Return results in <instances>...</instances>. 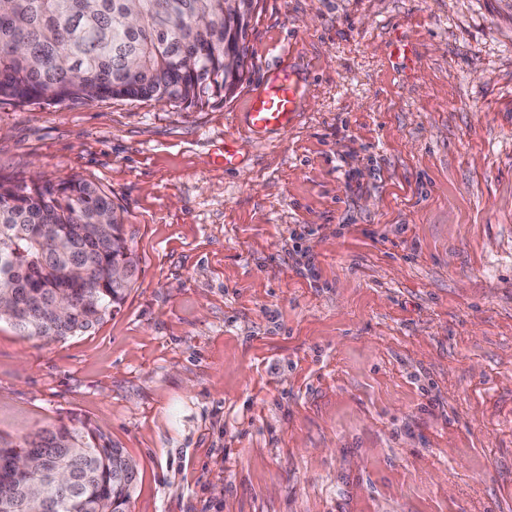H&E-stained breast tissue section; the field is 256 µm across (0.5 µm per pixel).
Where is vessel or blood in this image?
I'll return each mask as SVG.
<instances>
[{
	"label": "vessel or blood",
	"mask_w": 512,
	"mask_h": 512,
	"mask_svg": "<svg viewBox=\"0 0 512 512\" xmlns=\"http://www.w3.org/2000/svg\"><path fill=\"white\" fill-rule=\"evenodd\" d=\"M298 93V84L290 72L277 73L249 103L251 128L287 130L295 114Z\"/></svg>",
	"instance_id": "vessel-or-blood-1"
}]
</instances>
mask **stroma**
Instances as JSON below:
<instances>
[{"label": "stroma", "mask_w": 512, "mask_h": 512, "mask_svg": "<svg viewBox=\"0 0 512 512\" xmlns=\"http://www.w3.org/2000/svg\"><path fill=\"white\" fill-rule=\"evenodd\" d=\"M247 46L201 108L0 103V179L97 184L139 259L88 333L0 322V438L87 423L127 512H512V0H259ZM299 87L287 70L277 73L263 91L249 103V123L253 130H288L296 110Z\"/></svg>", "instance_id": "stroma-1"}]
</instances>
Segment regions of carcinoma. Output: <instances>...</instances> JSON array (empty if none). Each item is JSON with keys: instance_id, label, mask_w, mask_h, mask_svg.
Here are the masks:
<instances>
[{"instance_id": "obj_1", "label": "carcinoma", "mask_w": 512, "mask_h": 512, "mask_svg": "<svg viewBox=\"0 0 512 512\" xmlns=\"http://www.w3.org/2000/svg\"><path fill=\"white\" fill-rule=\"evenodd\" d=\"M237 0H0V100L19 106L102 98L204 106L224 93V52L247 59L251 21ZM132 276L117 281L112 268ZM73 265L87 278L67 275ZM139 262L124 223L100 187L72 177L32 187L0 181V293L20 335L60 341L90 331L124 303ZM68 301L56 317L50 301ZM36 448L75 482L50 508L34 474L12 475L0 512H125L136 473L127 455L93 430L58 425L0 440V478L16 450Z\"/></svg>"}]
</instances>
